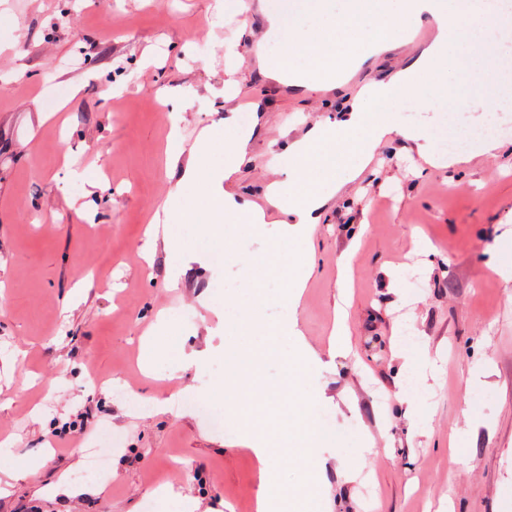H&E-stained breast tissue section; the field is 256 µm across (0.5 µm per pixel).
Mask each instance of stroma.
<instances>
[{
    "label": "stroma",
    "mask_w": 512,
    "mask_h": 512,
    "mask_svg": "<svg viewBox=\"0 0 512 512\" xmlns=\"http://www.w3.org/2000/svg\"><path fill=\"white\" fill-rule=\"evenodd\" d=\"M226 0H0V512H257L260 465L213 432L223 413V298L246 294L240 264L184 262L164 244L144 259L146 228L173 190L166 158L203 128L224 136L234 98L260 103L250 160L236 175L264 203L285 180V146L301 126L335 118L365 79L402 67L408 45L369 60L330 95L291 92L247 71L256 47L279 54L261 15ZM433 108L398 100L394 117L447 133L448 100L479 125L484 88L467 56L447 67ZM192 95L181 109L180 94ZM470 165L440 170L400 138L381 142L310 242L281 239L277 211L238 241L245 255L313 247V271L288 348L324 356L310 381L332 420L317 450L325 512H512V131ZM177 285H170L173 270ZM230 287L216 294L212 281ZM351 352L327 359L340 291ZM161 349L142 340L158 313ZM414 352L399 374L398 348ZM207 366L187 363L192 353ZM113 378L132 394H102ZM197 395L195 409L143 400ZM85 435L63 450L64 423ZM186 465L167 468L170 457ZM171 487L170 500L154 498Z\"/></svg>",
    "instance_id": "1"
}]
</instances>
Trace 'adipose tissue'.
Instances as JSON below:
<instances>
[{"mask_svg":"<svg viewBox=\"0 0 512 512\" xmlns=\"http://www.w3.org/2000/svg\"><path fill=\"white\" fill-rule=\"evenodd\" d=\"M466 9L471 10L475 22L483 21L481 5L468 0H438V14L447 23L438 27L405 67L388 78L369 79L341 122L313 123L292 140L288 155L294 167L287 181L267 186L265 205L241 198L231 189L255 130L240 128L234 113L229 112L224 116L223 166L213 165L211 139L206 135L187 163L169 159L168 169L176 174L177 183L163 203L164 212L186 223L205 225L212 249L223 252L225 261L234 262L237 254L227 249L229 225H239L245 233L259 229L270 207L297 224L303 238H310L328 203L361 173V166L352 164V157L371 154L384 139L402 137L427 162L444 169L468 163L466 154L438 156L430 133L400 125L388 113L395 95L416 102L420 99L418 86L443 84L440 65L451 57L448 33L456 28L458 12ZM422 21L417 0H308L304 9L271 20L286 43L285 50L274 59L256 55L250 66L282 86L327 93L340 87V68L347 66L355 72L370 59L400 48L407 42L408 28ZM250 278L251 294L242 304L244 313L227 340L233 343L257 333L264 340V349L280 354L279 340L294 331L295 321L282 317L265 322L257 314L264 308L267 289L273 283L283 288L280 305L296 304L302 283L295 275L294 261L279 247H271L251 259ZM280 356L288 372L285 382L272 391L255 379L228 387L224 408L241 429V446L250 449L261 464L265 491L257 500V512H315L320 497L316 450L325 438L317 415L327 397L322 391L306 389L305 383L322 360L309 349ZM285 457L293 459L301 470L296 483L280 478L279 462Z\"/></svg>","mask_w":512,"mask_h":512,"instance_id":"ef3b65f1","label":"adipose tissue"}]
</instances>
